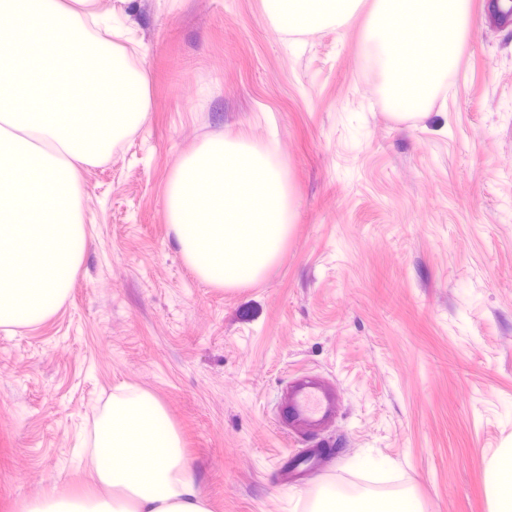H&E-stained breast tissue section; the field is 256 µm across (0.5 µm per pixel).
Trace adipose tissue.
Instances as JSON below:
<instances>
[{
	"instance_id": "obj_1",
	"label": "adipose tissue",
	"mask_w": 512,
	"mask_h": 512,
	"mask_svg": "<svg viewBox=\"0 0 512 512\" xmlns=\"http://www.w3.org/2000/svg\"><path fill=\"white\" fill-rule=\"evenodd\" d=\"M361 0H265L277 32L342 27ZM467 0H374L369 33L375 63L398 113L422 106L445 83L466 16ZM92 471L109 496L106 512H211L185 469L179 437L161 404L136 392L113 399L99 430Z\"/></svg>"
}]
</instances>
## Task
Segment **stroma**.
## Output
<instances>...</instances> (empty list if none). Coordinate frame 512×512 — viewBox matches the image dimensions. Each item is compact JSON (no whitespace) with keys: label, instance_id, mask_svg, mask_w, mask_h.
<instances>
[{"label":"stroma","instance_id":"stroma-1","mask_svg":"<svg viewBox=\"0 0 512 512\" xmlns=\"http://www.w3.org/2000/svg\"><path fill=\"white\" fill-rule=\"evenodd\" d=\"M469 0L448 82L398 118L367 63L364 0L343 29L280 34L262 0H101L143 71L146 121L83 167L87 251L61 306L0 326V512L94 503L115 396L153 395L212 512H316L382 461L421 512H512V23ZM240 133L286 172L278 262L218 288L184 260L165 189L206 139ZM339 406L288 428L295 376Z\"/></svg>","mask_w":512,"mask_h":512}]
</instances>
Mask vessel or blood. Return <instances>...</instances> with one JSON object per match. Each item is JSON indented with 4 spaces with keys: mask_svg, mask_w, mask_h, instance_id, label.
<instances>
[{
    "mask_svg": "<svg viewBox=\"0 0 512 512\" xmlns=\"http://www.w3.org/2000/svg\"><path fill=\"white\" fill-rule=\"evenodd\" d=\"M335 410L334 395L320 384L299 379L290 385L284 411L296 427L317 432L330 420Z\"/></svg>",
    "mask_w": 512,
    "mask_h": 512,
    "instance_id": "obj_1",
    "label": "vessel or blood"
}]
</instances>
